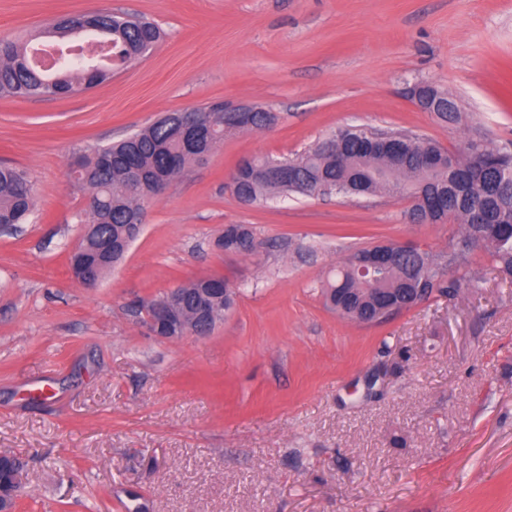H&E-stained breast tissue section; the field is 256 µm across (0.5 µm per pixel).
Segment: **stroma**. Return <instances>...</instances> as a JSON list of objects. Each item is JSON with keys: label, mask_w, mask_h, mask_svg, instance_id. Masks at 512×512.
<instances>
[{"label": "stroma", "mask_w": 512, "mask_h": 512, "mask_svg": "<svg viewBox=\"0 0 512 512\" xmlns=\"http://www.w3.org/2000/svg\"><path fill=\"white\" fill-rule=\"evenodd\" d=\"M154 22L145 57L90 91L0 97V164L28 171L27 223L0 227V452L24 479L13 512H512V283L435 296L379 324L326 308L357 249L432 254L454 224H409L408 199L240 203L238 162L290 157L342 127L416 132L453 149L472 129L512 145V0H0V36L56 16ZM448 91L443 124L408 94ZM221 103L275 112L227 135L143 205L142 230L96 285L69 256L88 198L76 152L169 112ZM228 224L259 247L221 252ZM217 275L234 306L205 336L150 335L131 311Z\"/></svg>", "instance_id": "obj_1"}]
</instances>
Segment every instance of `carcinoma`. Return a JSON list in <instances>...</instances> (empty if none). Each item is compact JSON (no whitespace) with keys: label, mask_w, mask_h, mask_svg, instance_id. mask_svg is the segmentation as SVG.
I'll list each match as a JSON object with an SVG mask.
<instances>
[{"label":"carcinoma","mask_w":512,"mask_h":512,"mask_svg":"<svg viewBox=\"0 0 512 512\" xmlns=\"http://www.w3.org/2000/svg\"><path fill=\"white\" fill-rule=\"evenodd\" d=\"M52 30L65 38L86 34L93 28L106 36L115 59L124 63L140 58L145 45L155 46L158 28L130 15L94 13L60 15ZM36 45L0 38V96L44 99L66 96L77 87L90 89L103 79L84 69L74 72L62 67L45 71L33 61ZM277 115L256 112L249 123L233 122L224 106L213 105L202 113L195 140H188L174 113L104 147L79 154L69 170L70 180L93 197L88 206L85 235L86 257L100 259L98 275L108 273L124 257L128 245L141 232L143 202L158 194L157 183H170L185 168L202 161L200 154L210 153L224 135L246 129H264L273 125ZM379 139H394L405 150L396 157L371 147ZM461 151L468 157L457 173L461 193L443 198L431 196L448 180V172L427 164L426 158L448 161L441 146L404 130L343 128L290 158L268 156L241 160L231 185V193L244 204L253 205L272 197L290 194L305 196L347 195L351 188H363L370 194L387 192L410 198L423 194L422 209H434L432 221L446 224L452 220L464 229L463 239L481 245L487 266L502 281H512V152L491 148L480 133L463 142ZM285 165L288 176L277 177L271 169ZM33 208L32 183L26 170L0 165V225L23 224ZM415 208V209H417ZM409 208L404 218L414 219ZM254 232L243 224L224 230L216 245L237 254H251ZM470 251L453 244L440 255L415 249L395 251L385 269L358 273L352 259L336 269L323 290L326 306L340 317L361 324L380 322L379 302L391 300L408 308L418 300L432 296V289L452 299L460 288H483V279L472 275ZM457 277L446 278L448 266Z\"/></svg>","instance_id":"carcinoma-1"}]
</instances>
